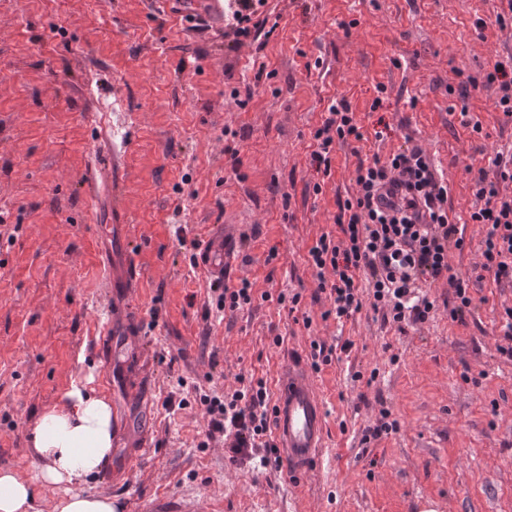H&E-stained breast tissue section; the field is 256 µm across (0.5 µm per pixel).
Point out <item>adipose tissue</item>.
I'll return each instance as SVG.
<instances>
[{
    "instance_id": "obj_1",
    "label": "adipose tissue",
    "mask_w": 512,
    "mask_h": 512,
    "mask_svg": "<svg viewBox=\"0 0 512 512\" xmlns=\"http://www.w3.org/2000/svg\"><path fill=\"white\" fill-rule=\"evenodd\" d=\"M66 397V406L44 412L32 431L37 480L0 472V512H118L111 496L78 489L112 456V404L78 386ZM43 491L51 495L45 509L39 502Z\"/></svg>"
}]
</instances>
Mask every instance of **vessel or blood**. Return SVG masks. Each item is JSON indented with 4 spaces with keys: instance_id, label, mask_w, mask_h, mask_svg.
Instances as JSON below:
<instances>
[{
    "instance_id": "1",
    "label": "vessel or blood",
    "mask_w": 512,
    "mask_h": 512,
    "mask_svg": "<svg viewBox=\"0 0 512 512\" xmlns=\"http://www.w3.org/2000/svg\"><path fill=\"white\" fill-rule=\"evenodd\" d=\"M226 236L224 226L216 225L200 249L199 265L217 279L224 276ZM272 422L289 475L301 478L317 462L323 446L325 408L310 374L299 362L290 360L281 367Z\"/></svg>"
}]
</instances>
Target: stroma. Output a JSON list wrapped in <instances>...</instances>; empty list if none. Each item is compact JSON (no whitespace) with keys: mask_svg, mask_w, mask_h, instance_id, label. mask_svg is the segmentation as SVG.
Here are the masks:
<instances>
[{"mask_svg":"<svg viewBox=\"0 0 512 512\" xmlns=\"http://www.w3.org/2000/svg\"><path fill=\"white\" fill-rule=\"evenodd\" d=\"M186 2L0 0V470L34 477L33 427L79 384L118 418L111 462L82 488L123 512H512V359L497 350L512 284L486 275L462 324L451 289L433 285L435 318L401 332L368 305L322 321L308 263L338 230L359 159L409 142L466 226L453 272L479 261L473 172L512 152L485 82L512 54L499 0H263L242 41L231 0L192 15ZM342 97L364 138L336 146L326 176L312 133ZM215 224L234 232L225 283L271 300L213 310L193 259ZM109 249L135 258L130 293L109 286ZM281 291L301 293L298 311L277 305ZM318 338L347 350L313 377L326 409L313 470L295 484L231 464L207 399L241 373L276 391L284 361ZM383 409L399 431L362 444Z\"/></svg>","mask_w":512,"mask_h":512,"instance_id":"35a3bbf8","label":"stroma"}]
</instances>
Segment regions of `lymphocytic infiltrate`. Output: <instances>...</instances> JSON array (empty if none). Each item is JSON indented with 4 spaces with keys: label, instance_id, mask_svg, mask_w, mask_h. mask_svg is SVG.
Returning <instances> with one entry per match:
<instances>
[{
    "label": "lymphocytic infiltrate",
    "instance_id": "1",
    "mask_svg": "<svg viewBox=\"0 0 512 512\" xmlns=\"http://www.w3.org/2000/svg\"><path fill=\"white\" fill-rule=\"evenodd\" d=\"M364 135L347 99L332 104L313 133L316 165L330 166L336 144L361 141ZM491 169L473 177L477 199L469 221L486 230L481 260L470 272L451 274L449 255L466 247L463 228L448 213V187L436 175L426 150L417 144L387 158L359 162L355 191L338 200V233H324L308 251L318 289L325 293L322 320H342L363 305L357 283L365 276L372 286L373 310L405 328L434 317V300L422 285L447 281L455 298L451 320L464 322L472 305L471 288L493 274L496 282L512 283V195L501 194L512 182V158L496 154ZM238 388L211 401L212 430L223 433L230 462L259 459L280 466L270 430V397L263 379L238 375Z\"/></svg>",
    "mask_w": 512,
    "mask_h": 512
}]
</instances>
